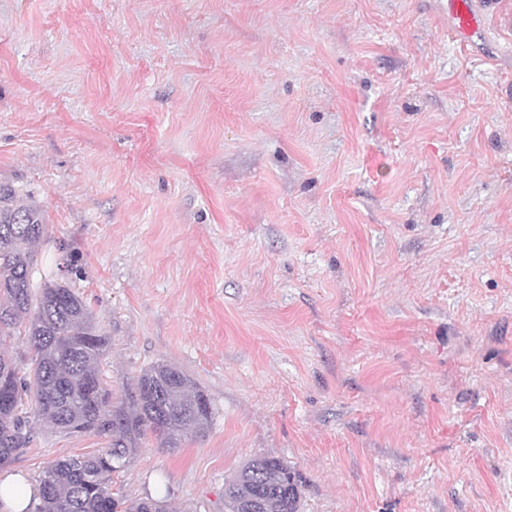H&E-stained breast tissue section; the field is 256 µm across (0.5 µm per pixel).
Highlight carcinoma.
Segmentation results:
<instances>
[{"instance_id": "cac0c4a2", "label": "carcinoma", "mask_w": 512, "mask_h": 512, "mask_svg": "<svg viewBox=\"0 0 512 512\" xmlns=\"http://www.w3.org/2000/svg\"><path fill=\"white\" fill-rule=\"evenodd\" d=\"M45 224L39 205L0 185V337L22 331L34 351L28 367L0 351V466L34 444L39 422L69 436H106L104 452L47 467L35 512H168L159 499L114 496L112 473L149 437L161 448H178L189 436H206L212 404L187 373L167 363L143 370L129 398L112 403L98 367L109 339L91 308L68 284L36 276L34 247ZM58 250L61 275L79 273L69 244L59 242ZM255 492V512H299L297 476L275 456L252 459L225 480L224 512H244Z\"/></svg>"}]
</instances>
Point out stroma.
<instances>
[{
  "mask_svg": "<svg viewBox=\"0 0 512 512\" xmlns=\"http://www.w3.org/2000/svg\"><path fill=\"white\" fill-rule=\"evenodd\" d=\"M0 0V184L64 240L120 401L168 361L214 409L128 501L224 512L273 455L300 512H512V0ZM38 482L108 439L40 425ZM483 29V15L474 0H448V33L465 45L471 44Z\"/></svg>",
  "mask_w": 512,
  "mask_h": 512,
  "instance_id": "stroma-1",
  "label": "stroma"
}]
</instances>
